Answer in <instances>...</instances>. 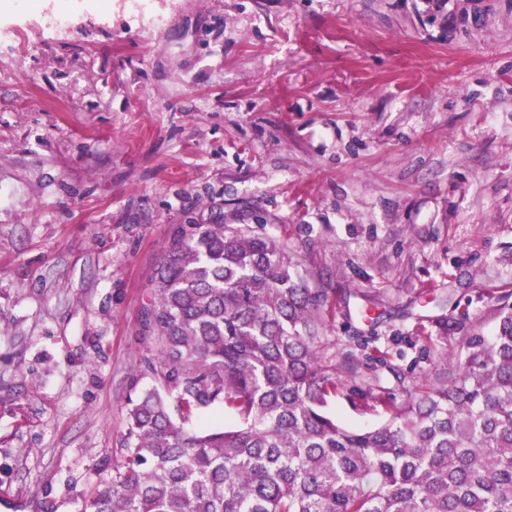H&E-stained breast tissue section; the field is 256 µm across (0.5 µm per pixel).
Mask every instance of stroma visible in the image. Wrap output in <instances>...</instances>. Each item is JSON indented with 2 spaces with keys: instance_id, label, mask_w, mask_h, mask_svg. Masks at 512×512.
I'll return each instance as SVG.
<instances>
[{
  "instance_id": "obj_1",
  "label": "stroma",
  "mask_w": 512,
  "mask_h": 512,
  "mask_svg": "<svg viewBox=\"0 0 512 512\" xmlns=\"http://www.w3.org/2000/svg\"><path fill=\"white\" fill-rule=\"evenodd\" d=\"M218 213L418 392L512 291V0H0V512H81L147 283Z\"/></svg>"
}]
</instances>
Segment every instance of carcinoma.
<instances>
[{"mask_svg":"<svg viewBox=\"0 0 512 512\" xmlns=\"http://www.w3.org/2000/svg\"><path fill=\"white\" fill-rule=\"evenodd\" d=\"M332 304L250 224L173 235L139 323L152 384L83 512H512V306L399 404L325 352ZM344 393L387 420L345 427L328 410ZM216 408L224 425H193Z\"/></svg>","mask_w":512,"mask_h":512,"instance_id":"carcinoma-1","label":"carcinoma"}]
</instances>
